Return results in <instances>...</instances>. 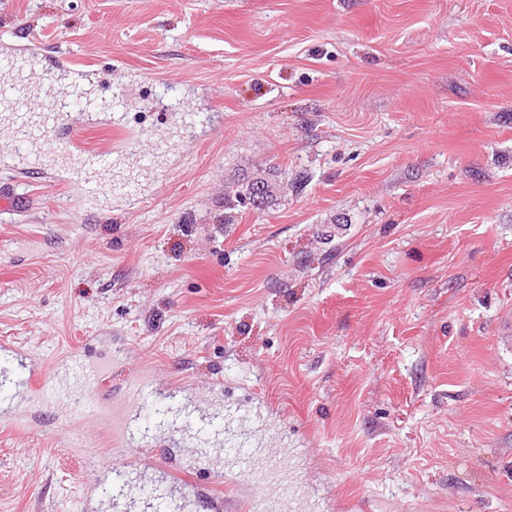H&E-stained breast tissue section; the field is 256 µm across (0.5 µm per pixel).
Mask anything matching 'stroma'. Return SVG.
I'll return each instance as SVG.
<instances>
[{
  "label": "stroma",
  "mask_w": 512,
  "mask_h": 512,
  "mask_svg": "<svg viewBox=\"0 0 512 512\" xmlns=\"http://www.w3.org/2000/svg\"><path fill=\"white\" fill-rule=\"evenodd\" d=\"M98 78L95 123L24 177L0 110V341L104 371L0 395V512H109L177 483L223 512H512V0H0V53ZM137 144L132 193L72 155ZM276 168L270 207L224 197ZM176 390L252 447L117 465L122 412ZM224 474L209 483L210 471ZM90 507H83L84 495Z\"/></svg>",
  "instance_id": "1"
}]
</instances>
